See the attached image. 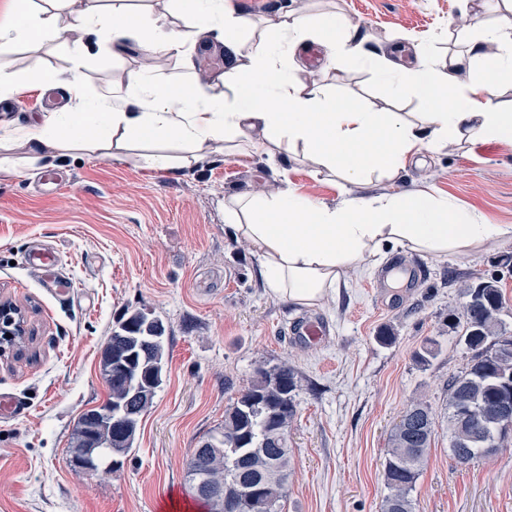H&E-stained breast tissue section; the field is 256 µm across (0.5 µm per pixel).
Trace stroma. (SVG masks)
<instances>
[{"mask_svg":"<svg viewBox=\"0 0 512 512\" xmlns=\"http://www.w3.org/2000/svg\"><path fill=\"white\" fill-rule=\"evenodd\" d=\"M252 23L239 45L223 48L208 35L165 56L160 80L200 94L225 93L227 68L274 40L290 13L285 0H234ZM307 14H334L358 26L376 53L365 62L310 59L313 42L295 50L297 79L319 74L333 100L361 101L373 112L423 111L408 93L393 98L379 65L396 59L415 68L417 45L441 59L465 50L472 27L462 0H309ZM146 55L137 39L106 44L86 29L78 54L53 40L18 43L0 55L21 91L0 101V118L27 127L42 120L47 91L33 67L54 74L66 90L81 63L87 99L108 96L116 112L140 111L129 76ZM207 72L209 83L199 81ZM154 147L111 145L97 152L46 150L30 163L20 143L0 145V299L26 311L34 332L23 357H0V395L28 412L0 418V512H196L184 475L195 448L224 422L258 364L282 361L301 378L297 413L288 428L293 476L283 512H381L388 436L414 400L436 415V434L413 491L418 512H512V446L459 465L448 450L447 385L468 358L458 343L463 281L501 278L502 318L512 329V241L487 244L466 257L419 254L426 275L403 288L377 286L379 269L349 276L322 304L299 307L262 284L248 241L225 227L236 198H259L268 179L315 204L340 207L352 198L428 193L460 219L512 225V148L456 142L439 153L409 157L391 176L358 182L318 174L301 150L268 151L243 141L215 143L174 169L154 166ZM47 172L59 185H40ZM50 244L77 286L58 299L24 263L31 239ZM145 310L166 327V376L144 414L136 446L121 466L90 475L69 464L78 418L109 397L101 352L117 319ZM316 318L326 336H292L291 326ZM389 329L394 340L379 343ZM439 349L430 364L417 358L427 341Z\"/></svg>","mask_w":512,"mask_h":512,"instance_id":"stroma-1","label":"stroma"}]
</instances>
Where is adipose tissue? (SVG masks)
<instances>
[{"mask_svg": "<svg viewBox=\"0 0 512 512\" xmlns=\"http://www.w3.org/2000/svg\"><path fill=\"white\" fill-rule=\"evenodd\" d=\"M184 27L168 28L162 19H143L138 0H66V8L24 11L11 0L0 11V53L39 35L68 45L73 33L99 28L106 42L134 37L147 52L177 50L214 33L237 43L247 25L232 0H178ZM322 45L329 58L360 56L358 28L335 15L298 14L283 21L276 41L263 44L225 74L232 99L204 96L176 83L157 80L141 69L130 76L145 109L114 112L107 97L90 102L84 96L80 70H73L68 89L73 105L24 129L0 128V140L17 139L30 162L44 148L92 150L102 139L117 136L133 142L168 141L206 151L213 141L246 137L276 147L301 149L316 173L330 172L359 180L370 172L394 174L405 159L437 152L449 139L495 140L512 144V113L502 111L497 90L512 82V19L494 25L474 24L465 52L445 61L418 47V64L403 70L394 63L380 67L393 94L413 91L424 110L415 119L400 112H372L356 101L323 97L320 87L299 84L290 55L303 40ZM477 68L468 85L457 74ZM225 217L230 229L249 241L264 285L279 299L299 306L321 304L342 277L382 263L387 249L467 256L484 243L512 240L511 224L465 222L447 202L429 194L412 198L372 197L349 201L339 209L322 208L293 194L257 201L240 198Z\"/></svg>", "mask_w": 512, "mask_h": 512, "instance_id": "ef3b65f1", "label": "adipose tissue"}]
</instances>
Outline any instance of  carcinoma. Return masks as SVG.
Segmentation results:
<instances>
[{"mask_svg":"<svg viewBox=\"0 0 512 512\" xmlns=\"http://www.w3.org/2000/svg\"><path fill=\"white\" fill-rule=\"evenodd\" d=\"M464 326L459 344L468 355L466 368L448 381L449 451L461 464L512 445V332L501 318L500 280L478 277L462 286ZM162 320L134 311L112 327L102 351L101 376L108 400L83 413L72 433L70 466L107 472L133 448L141 417L164 383L165 337L155 338ZM299 387L295 368L281 362L262 364L233 404L224 424L192 453L185 482L205 512H226L218 488L241 485L235 512H259V498L270 501L269 512H282L292 475L288 425L296 415ZM475 427L460 432V416ZM406 430L392 428L384 469L389 489L382 512H416L412 492L435 435V414L419 400L402 413Z\"/></svg>","mask_w":512,"mask_h":512,"instance_id":"cac0c4a2","label":"carcinoma"}]
</instances>
